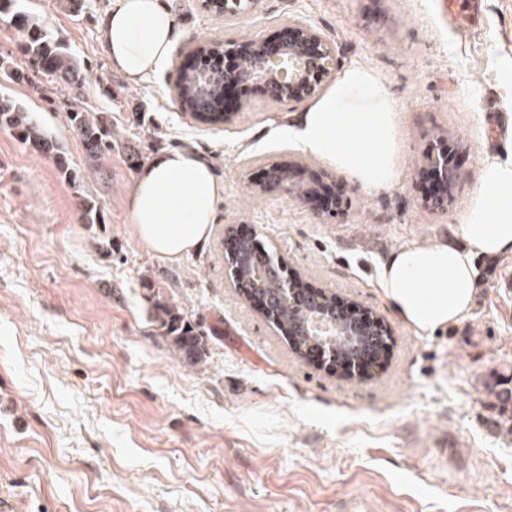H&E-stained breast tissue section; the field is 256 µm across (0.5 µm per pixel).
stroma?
<instances>
[{"label": "stroma", "instance_id": "1", "mask_svg": "<svg viewBox=\"0 0 512 512\" xmlns=\"http://www.w3.org/2000/svg\"><path fill=\"white\" fill-rule=\"evenodd\" d=\"M179 36L156 79L132 87L109 66L99 25L111 0H19L81 63L83 98L27 85L0 90L34 112L80 179L0 128V500L13 512H512V406L489 387L512 377V253L488 263L470 314L421 334L378 293L379 266L406 245L457 239L512 112V0H476L460 29L448 0H260L224 16L168 0ZM301 18L388 88L399 177L356 187L347 216L316 218L258 191L261 163L325 162L281 129L298 103L253 99L224 125L174 101L196 45L270 37ZM107 113L115 148L87 173L68 122ZM463 141L464 179L447 211L413 177L429 135ZM202 153L224 185L204 246L171 262L137 237L127 202L160 150ZM104 209L85 224L79 201ZM248 225L314 287L372 311L393 347L384 369L348 380L298 357L225 275L224 236ZM209 336L194 364L151 322L143 281Z\"/></svg>", "mask_w": 512, "mask_h": 512}]
</instances>
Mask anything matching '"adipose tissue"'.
<instances>
[{"instance_id":"adipose-tissue-1","label":"adipose tissue","mask_w":512,"mask_h":512,"mask_svg":"<svg viewBox=\"0 0 512 512\" xmlns=\"http://www.w3.org/2000/svg\"><path fill=\"white\" fill-rule=\"evenodd\" d=\"M177 31L165 0H113L100 35L109 65L138 86L167 64ZM284 136L373 191L398 178L396 114L381 78L347 66L336 83L298 112ZM224 192L207 160L189 150L155 154L137 172L128 212L139 238L176 261L207 241ZM461 244L406 246L380 266L378 286L393 311L424 333L449 328L474 305L478 256L512 253V158L488 159L480 190L460 226Z\"/></svg>"}]
</instances>
